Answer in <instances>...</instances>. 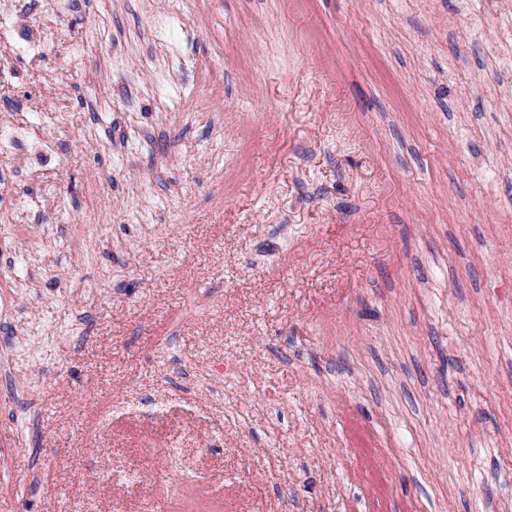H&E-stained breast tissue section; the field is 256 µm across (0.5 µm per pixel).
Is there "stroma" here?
Listing matches in <instances>:
<instances>
[{
    "label": "stroma",
    "mask_w": 512,
    "mask_h": 512,
    "mask_svg": "<svg viewBox=\"0 0 512 512\" xmlns=\"http://www.w3.org/2000/svg\"><path fill=\"white\" fill-rule=\"evenodd\" d=\"M56 8L0 10V512H512V0Z\"/></svg>",
    "instance_id": "obj_1"
}]
</instances>
